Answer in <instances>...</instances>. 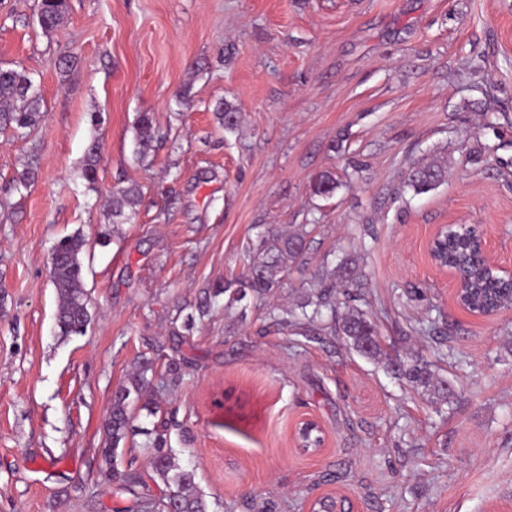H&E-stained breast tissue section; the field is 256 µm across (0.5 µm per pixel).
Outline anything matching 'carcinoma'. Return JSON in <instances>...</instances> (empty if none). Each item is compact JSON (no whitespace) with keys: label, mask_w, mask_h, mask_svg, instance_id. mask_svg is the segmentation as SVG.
Listing matches in <instances>:
<instances>
[{"label":"carcinoma","mask_w":512,"mask_h":512,"mask_svg":"<svg viewBox=\"0 0 512 512\" xmlns=\"http://www.w3.org/2000/svg\"><path fill=\"white\" fill-rule=\"evenodd\" d=\"M69 12L68 0H38L36 17L41 30L49 33L61 26ZM43 97L31 75L16 66L0 67V127L17 131L33 132L45 118ZM216 117L226 129L239 122V113L229 104L217 108ZM156 130L152 117L144 113L137 124L134 154L140 158L153 151ZM99 144L92 142L87 150L83 177L90 184L98 179ZM447 165L432 161L418 163L411 169L407 185L415 193L429 192L446 182ZM339 180L332 173L318 175L313 190L318 195H330L338 187ZM140 203L139 190L134 186L119 187L112 191V223L124 224L136 214ZM307 230L300 227L283 233L273 227L258 234L256 253L244 265L241 274L224 286L213 290V296H224V310L234 309L246 300H262L280 286L290 264L302 260L307 247ZM478 232L469 229L462 234L448 236V265L473 288L472 303L484 308H493L509 295L512 283L485 274L477 260ZM84 249V238L74 233L60 238L50 255L51 281L56 290V324L62 336L82 334L91 321L87 292L84 288L80 254ZM336 317V288H318L305 295L304 302L290 309L287 316L274 321L288 326L294 334L305 336L316 329L324 314ZM336 332L357 352L371 358L381 354L378 331L368 319L366 312L358 307L350 308L337 321ZM152 362L142 359L134 365L122 384L112 396V404L104 424L102 461L106 465L104 474L112 483V497L116 507L113 512H210L209 504L196 488V471L191 465L176 462L172 449L166 447L164 435L154 429L149 432L145 447L150 449L149 464L153 472L151 480L164 485L163 496L152 494L149 485L137 471L119 469V449L125 447L129 430L137 412L147 411L154 416L158 407L141 403L143 395L153 386ZM388 372L415 388H423L433 398L446 404L451 395L448 382L439 377L431 365L424 361L408 364L392 359Z\"/></svg>","instance_id":"obj_1"}]
</instances>
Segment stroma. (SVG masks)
<instances>
[{
	"label": "stroma",
	"instance_id": "35a3bbf8",
	"mask_svg": "<svg viewBox=\"0 0 512 512\" xmlns=\"http://www.w3.org/2000/svg\"><path fill=\"white\" fill-rule=\"evenodd\" d=\"M35 11L0 0V63L25 68L47 108L29 135L0 129V512H112L102 425L143 354L167 445L218 512H309L336 493L357 512H512V311L461 309L426 252L435 225L477 224L512 266V0H69L47 34ZM145 112L161 140L141 161ZM433 159L446 182L414 193L408 170ZM29 165L35 183L17 188ZM348 166L350 184L314 194ZM132 183L138 213L113 223L112 192ZM268 224L310 225L305 264L246 313L185 329ZM75 232L92 321L62 336L49 255ZM344 257L376 360L268 317L334 283ZM397 354L432 363L451 402L393 379ZM304 417L318 453L294 443Z\"/></svg>",
	"mask_w": 512,
	"mask_h": 512
}]
</instances>
